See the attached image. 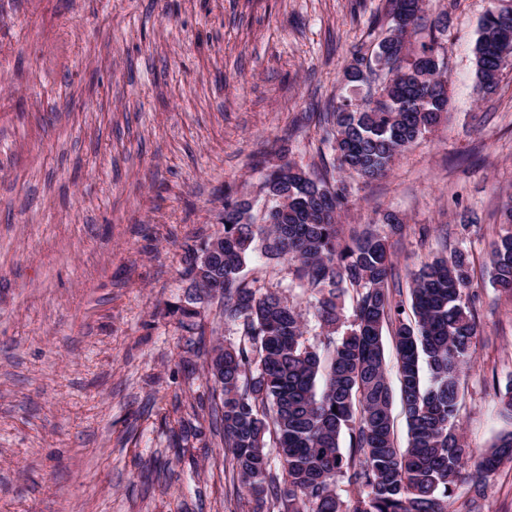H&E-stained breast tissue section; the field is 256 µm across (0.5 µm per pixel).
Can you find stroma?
<instances>
[{"label": "stroma", "mask_w": 512, "mask_h": 512, "mask_svg": "<svg viewBox=\"0 0 512 512\" xmlns=\"http://www.w3.org/2000/svg\"><path fill=\"white\" fill-rule=\"evenodd\" d=\"M491 0H432L448 13V111L374 179L348 178L343 233L404 220L390 237L402 290L436 255L474 261L478 317L462 377L465 443L512 429V296L491 281V244L512 202V66L474 91L473 48ZM387 0H0V512H245L224 460L207 379L214 340L238 342L219 299L186 333L187 246L210 235L224 195L259 200L280 156L308 172L332 151L307 112L348 89ZM285 291L319 346L312 297L287 266L243 271ZM456 494L512 512V463Z\"/></svg>", "instance_id": "35a3bbf8"}]
</instances>
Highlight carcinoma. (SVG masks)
<instances>
[{
  "mask_svg": "<svg viewBox=\"0 0 512 512\" xmlns=\"http://www.w3.org/2000/svg\"><path fill=\"white\" fill-rule=\"evenodd\" d=\"M390 25L371 54L343 73L360 97L340 99L326 115L333 170L373 179L441 120L448 107L445 47L435 33L407 46L425 0H388ZM482 96L499 88L512 64V5L484 14L474 48ZM259 209L226 197L215 235L185 252L186 272L211 251L208 270L190 301L219 298L224 323L239 328L236 344L217 345L211 358L214 409L224 458L250 512H448L463 464L474 450L459 433L461 373L478 331L466 290L468 256L435 257L414 275L409 305L395 298L389 235L402 231L387 211L389 232L367 229L344 237L336 223L345 187L286 162L263 182ZM285 263L314 298L327 360L305 345L301 309L277 290L247 282L254 256ZM492 283L512 294V230L492 245ZM355 292V319L342 337V298ZM389 330L396 352L407 446L395 444L394 391L385 361ZM349 437L348 451L341 448ZM512 462V431L478 456L482 474ZM342 479L347 498L338 493Z\"/></svg>",
  "mask_w": 512,
  "mask_h": 512,
  "instance_id": "obj_1",
  "label": "carcinoma"
}]
</instances>
